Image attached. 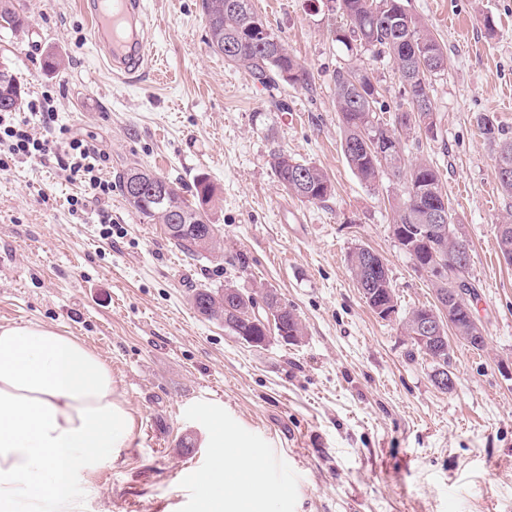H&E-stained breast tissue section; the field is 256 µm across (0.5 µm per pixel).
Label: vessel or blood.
Wrapping results in <instances>:
<instances>
[{
  "label": "vessel or blood",
  "mask_w": 512,
  "mask_h": 512,
  "mask_svg": "<svg viewBox=\"0 0 512 512\" xmlns=\"http://www.w3.org/2000/svg\"><path fill=\"white\" fill-rule=\"evenodd\" d=\"M83 9L92 20L90 41L113 75H134L153 57L144 0H83Z\"/></svg>",
  "instance_id": "obj_1"
}]
</instances>
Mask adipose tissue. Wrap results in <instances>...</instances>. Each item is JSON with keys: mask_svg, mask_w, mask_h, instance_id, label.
Here are the masks:
<instances>
[{"mask_svg": "<svg viewBox=\"0 0 512 512\" xmlns=\"http://www.w3.org/2000/svg\"><path fill=\"white\" fill-rule=\"evenodd\" d=\"M134 431L99 353L50 324L0 325V512H79V477Z\"/></svg>", "mask_w": 512, "mask_h": 512, "instance_id": "adipose-tissue-1", "label": "adipose tissue"}]
</instances>
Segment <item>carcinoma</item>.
Listing matches in <instances>:
<instances>
[{
  "instance_id": "cac0c4a2",
  "label": "carcinoma",
  "mask_w": 512,
  "mask_h": 512,
  "mask_svg": "<svg viewBox=\"0 0 512 512\" xmlns=\"http://www.w3.org/2000/svg\"><path fill=\"white\" fill-rule=\"evenodd\" d=\"M333 11L340 14L342 25L334 31L335 41L342 44L351 55L377 60L387 57L395 66L406 95V109L396 113L389 124L377 118L376 104L380 89L370 78L355 85L358 74L370 69L351 62L338 66L333 72L336 94V112L344 132L342 145L348 165L365 183L374 185L380 176L389 174L401 185V196L393 208V224L404 233L402 250L414 261L420 271L438 259L448 266V278L441 287L452 285L461 288L462 297L457 304L454 324L459 330L472 326L468 310L478 299L477 285L471 268L461 271L451 265V255L456 247L448 235V226L459 223L448 196L443 193L438 171L420 160L415 163L405 158L404 135L427 125L437 127L435 106L430 95L432 80L444 73V52L431 31L413 16L404 0H333ZM201 10L208 27L209 48L224 56L234 65L248 70L255 80L265 86L274 85L284 72L290 74L289 82L303 83L307 72L268 23L253 9L251 0H201ZM14 29L27 26L11 0H0V25ZM235 43V52L225 54L224 45ZM21 86L7 68L0 69V111L12 112L20 108ZM477 124L487 140L497 149L495 176L502 192L512 197V172L501 174V165L512 168V138L507 136L496 121L487 116L477 117ZM271 167L280 186L302 201L313 193L314 201L322 202L331 194L332 184L320 168L302 163L284 152L271 155ZM139 176L143 196L132 208L145 220L159 219L160 209L151 199L154 184L169 188L171 206L192 215V222L183 226L182 232L169 237L182 253L191 257L219 259L224 253V238L218 225L209 231L210 223L204 205L214 197V186L205 176L194 182L195 206L181 194L174 183L145 168L131 167L119 177L123 196H128L129 181ZM431 210L446 214L445 227L425 229ZM367 248L359 247L349 255L350 269L357 288L362 291L370 307L397 306L394 288L381 257H376L377 267L357 262ZM270 301L273 312L256 307V298ZM191 304L202 316L218 319L226 316L224 327L234 336L262 347L270 341L271 330L284 326L288 336L297 342L304 336V328L295 313L284 306L273 291L249 294L240 292L238 301L228 313L224 289L200 287L192 290Z\"/></svg>"
}]
</instances>
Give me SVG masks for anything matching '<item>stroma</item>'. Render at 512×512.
I'll return each mask as SVG.
<instances>
[{
  "label": "stroma",
  "mask_w": 512,
  "mask_h": 512,
  "mask_svg": "<svg viewBox=\"0 0 512 512\" xmlns=\"http://www.w3.org/2000/svg\"><path fill=\"white\" fill-rule=\"evenodd\" d=\"M80 2L13 0L27 26L0 28V66L25 99L58 103L53 122L34 117L32 128L95 144L111 181L144 167L190 197L207 175V211L224 235L223 259L194 260L120 189L75 215L68 201L83 188L57 164L0 172V252L13 257L0 267V324L43 322L84 340L111 364L137 419L131 447L76 483L80 512H208L196 489L208 451L188 413L200 400L222 404L226 429L277 456L275 470L259 472L262 497L235 512H512V265L496 241L512 198L477 124L489 115L512 137V0H407L446 67L432 82L437 134L411 133L406 154L439 171L471 248L487 336L481 351L451 339L448 393L402 326L434 294L392 235L400 187L364 183L343 154L339 16L313 0H252L308 72L306 85L272 89L209 49L199 0H146L166 76L155 80L148 65L114 79ZM371 67L377 114L392 121L405 108L398 74L386 58ZM275 150L322 169L332 195L313 204L287 194L270 166ZM357 247L386 263L395 318H378L358 290L348 261ZM227 284L274 290L302 322L301 343L253 347L192 307V289Z\"/></svg>",
  "instance_id": "35a3bbf8"
}]
</instances>
